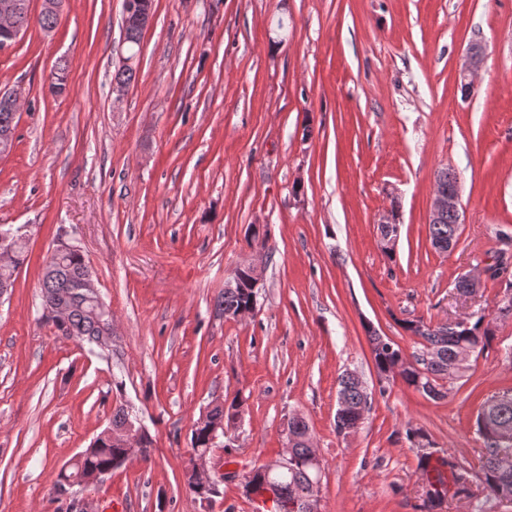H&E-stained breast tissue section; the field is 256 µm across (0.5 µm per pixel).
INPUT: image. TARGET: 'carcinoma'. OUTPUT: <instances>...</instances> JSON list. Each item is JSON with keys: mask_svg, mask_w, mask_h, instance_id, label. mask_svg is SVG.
I'll return each instance as SVG.
<instances>
[{"mask_svg": "<svg viewBox=\"0 0 512 512\" xmlns=\"http://www.w3.org/2000/svg\"><path fill=\"white\" fill-rule=\"evenodd\" d=\"M143 28L141 22L133 20L129 27L127 51L135 56L140 50ZM432 245L448 244L458 241L459 225L452 213L429 225ZM27 241L23 234L18 235L15 243L16 264L12 268L0 266V278H10L26 260ZM86 273V261L83 252L73 251L59 256L51 263L45 264L40 279L41 318L50 323L59 336L76 341L97 345L101 335L103 318L94 300L82 288ZM254 304L253 292L249 285L246 269L236 267L216 300V310L226 318H236ZM404 329L420 341V352L411 357L406 356L394 342L377 332H370L371 350L380 375L385 378L398 376L409 387L414 388L426 398L439 401L446 397L445 383L464 376L470 368L466 363L455 364L454 357L459 344L464 343L479 355L490 347L494 332L484 317L478 316L467 320L466 325L450 329L444 325H432L421 320L404 322ZM339 392L347 405L348 414L335 416L337 435L350 430L354 420L370 409V395L364 388L357 386L346 374L338 380ZM207 421H194L190 430L191 447L204 452L212 449L211 427L215 425L236 423L244 412V402L235 396L232 399H214L207 405ZM477 432L484 438L486 452L481 460L478 478L487 492V497L497 501L504 497L512 498V470L504 471L497 463L501 447L495 437L498 429L512 428V403L499 404L489 397L484 400L476 415ZM406 439L410 442L419 459V470L425 486L437 484L443 494H448L450 476L447 466L450 459L435 457L431 448L435 447L430 435L421 428L406 430ZM153 447L152 436L147 434L140 439L139 447L132 452L110 440L106 432H100L83 456L68 468L60 470L51 495L56 498L73 492V487L80 485L86 473L94 470L112 472L124 466L134 458L149 459ZM310 448L303 443L292 446L291 468L275 475L276 482L282 485L286 495L302 499L311 477L307 465ZM221 477H215L212 486L201 490L189 475L185 476V485L189 494L199 506V512H209L207 506L222 494Z\"/></svg>", "mask_w": 512, "mask_h": 512, "instance_id": "carcinoma-1", "label": "carcinoma"}]
</instances>
